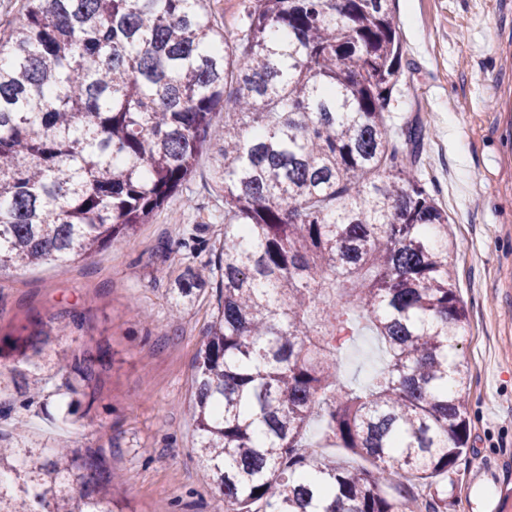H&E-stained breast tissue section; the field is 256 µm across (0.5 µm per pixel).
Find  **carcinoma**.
I'll use <instances>...</instances> for the list:
<instances>
[{
    "label": "carcinoma",
    "mask_w": 512,
    "mask_h": 512,
    "mask_svg": "<svg viewBox=\"0 0 512 512\" xmlns=\"http://www.w3.org/2000/svg\"><path fill=\"white\" fill-rule=\"evenodd\" d=\"M395 2L243 0L221 28L211 0H20L0 33V270L131 238L213 150L224 236L173 291L216 293L187 412L230 512H409L385 474L429 484L467 451L449 217L418 176L423 125L395 137L385 117L410 70ZM70 326L0 336L1 417L62 371L59 416L89 414L112 358H45ZM365 330L385 363L349 378ZM0 512L132 510L106 449L18 433L0 434Z\"/></svg>",
    "instance_id": "obj_1"
}]
</instances>
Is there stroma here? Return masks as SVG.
<instances>
[{"label":"stroma","instance_id":"35a3bbf8","mask_svg":"<svg viewBox=\"0 0 512 512\" xmlns=\"http://www.w3.org/2000/svg\"><path fill=\"white\" fill-rule=\"evenodd\" d=\"M397 12L412 69L387 122L394 133L413 120L426 127L421 174L450 218L448 262L468 312L458 358L469 373V448L441 484L448 512H512V0H399ZM211 169L206 149L129 241L64 267L0 272V334L67 310L84 327L68 328L61 348L101 343L114 358L78 425L56 417L52 394L14 406L0 432L110 449L117 493L136 512H224L186 412L216 302L169 295L189 235L211 242L224 230Z\"/></svg>","mask_w":512,"mask_h":512}]
</instances>
